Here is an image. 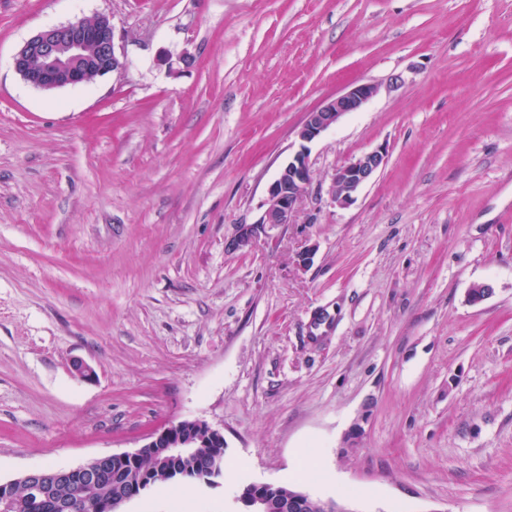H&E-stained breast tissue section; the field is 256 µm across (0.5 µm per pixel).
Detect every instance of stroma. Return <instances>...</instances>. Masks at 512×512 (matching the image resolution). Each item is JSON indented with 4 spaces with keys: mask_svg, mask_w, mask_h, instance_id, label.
<instances>
[{
    "mask_svg": "<svg viewBox=\"0 0 512 512\" xmlns=\"http://www.w3.org/2000/svg\"><path fill=\"white\" fill-rule=\"evenodd\" d=\"M100 16L124 73L15 72ZM361 83L291 223L232 247L307 112ZM186 419L234 479L122 512H238L307 452L299 489L349 512H512V0H0V482ZM385 160L386 150L379 148L336 168L328 188L330 204L342 208L350 206L359 190L381 170Z\"/></svg>",
    "mask_w": 512,
    "mask_h": 512,
    "instance_id": "35a3bbf8",
    "label": "stroma"
}]
</instances>
